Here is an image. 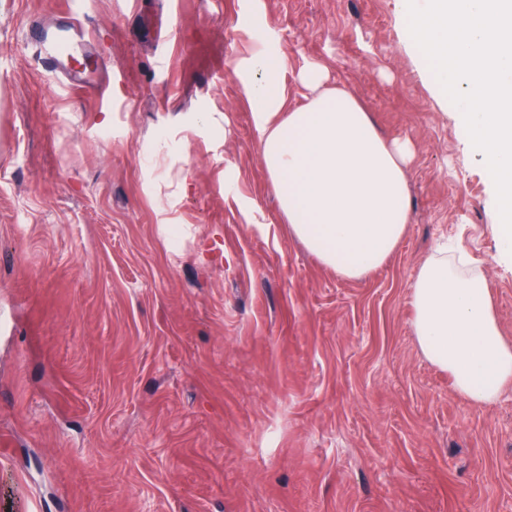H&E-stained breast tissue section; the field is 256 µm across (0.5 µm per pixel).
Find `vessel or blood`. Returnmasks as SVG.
Segmentation results:
<instances>
[{"label": "vessel or blood", "instance_id": "1", "mask_svg": "<svg viewBox=\"0 0 512 512\" xmlns=\"http://www.w3.org/2000/svg\"><path fill=\"white\" fill-rule=\"evenodd\" d=\"M78 0H69L59 9L54 23L30 17L26 24V42L42 72L64 86L82 92H100L103 82L95 73L81 69L80 58L95 44L93 33L78 19Z\"/></svg>", "mask_w": 512, "mask_h": 512}]
</instances>
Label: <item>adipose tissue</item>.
Listing matches in <instances>:
<instances>
[{
	"label": "adipose tissue",
	"mask_w": 512,
	"mask_h": 512,
	"mask_svg": "<svg viewBox=\"0 0 512 512\" xmlns=\"http://www.w3.org/2000/svg\"><path fill=\"white\" fill-rule=\"evenodd\" d=\"M237 77L252 112L260 156L292 233L327 267L360 279L395 252L410 221V146L383 138L362 102L325 86L323 67L299 75L306 103L287 110L290 90L279 50L254 51ZM413 328L423 355L448 371L475 406L512 384L504 339L483 272L433 257L412 289Z\"/></svg>",
	"instance_id": "obj_1"
}]
</instances>
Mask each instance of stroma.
<instances>
[{"label":"stroma","instance_id":"1","mask_svg":"<svg viewBox=\"0 0 512 512\" xmlns=\"http://www.w3.org/2000/svg\"><path fill=\"white\" fill-rule=\"evenodd\" d=\"M0 0V512H512V386L488 406L421 353L441 243L512 342V258L405 0H81L101 94L33 64ZM276 45L409 140L411 221L350 280L292 234L235 70Z\"/></svg>","mask_w":512,"mask_h":512}]
</instances>
